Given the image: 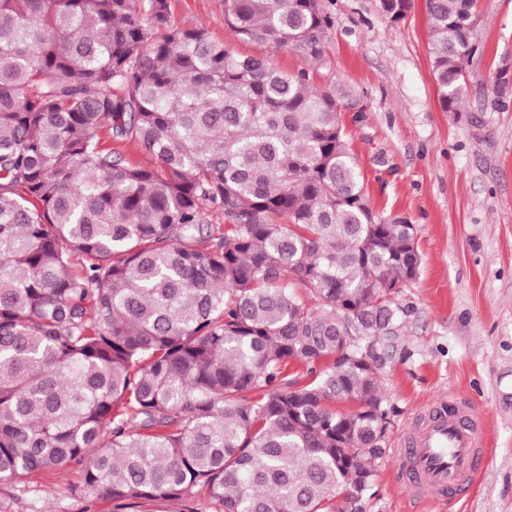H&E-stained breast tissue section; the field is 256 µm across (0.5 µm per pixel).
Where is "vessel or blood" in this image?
I'll return each instance as SVG.
<instances>
[{"mask_svg":"<svg viewBox=\"0 0 512 512\" xmlns=\"http://www.w3.org/2000/svg\"><path fill=\"white\" fill-rule=\"evenodd\" d=\"M481 426L466 405L448 399L401 438V480L415 496L437 500L465 493L481 465Z\"/></svg>","mask_w":512,"mask_h":512,"instance_id":"obj_1","label":"vessel or blood"}]
</instances>
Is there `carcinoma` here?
<instances>
[{"instance_id": "1", "label": "carcinoma", "mask_w": 512, "mask_h": 512, "mask_svg": "<svg viewBox=\"0 0 512 512\" xmlns=\"http://www.w3.org/2000/svg\"><path fill=\"white\" fill-rule=\"evenodd\" d=\"M474 10L426 0L445 112ZM169 15L0 0V481L74 463L117 512H199V487L210 512H323L338 489L353 508L387 452L378 345L414 227L371 207L347 91L273 62L321 58L319 0H224L251 55Z\"/></svg>"}]
</instances>
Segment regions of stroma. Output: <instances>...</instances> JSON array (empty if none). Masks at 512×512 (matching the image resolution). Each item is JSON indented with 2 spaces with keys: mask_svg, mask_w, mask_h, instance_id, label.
Returning <instances> with one entry per match:
<instances>
[{
  "mask_svg": "<svg viewBox=\"0 0 512 512\" xmlns=\"http://www.w3.org/2000/svg\"><path fill=\"white\" fill-rule=\"evenodd\" d=\"M332 26L320 60L279 50L284 71L307 69L315 88L345 87L340 120L366 194L377 212L415 228L419 274L402 289L401 335L386 348L378 380L397 445L448 392L483 422L481 474L465 496L413 499L386 454L361 502L363 512H512V94L495 100L499 71L512 78V0H477L483 47L468 69L460 113L440 107L428 53L425 0L390 21L380 0H321ZM206 23L241 54L257 45L224 25L221 0H171L170 24ZM0 512H114L65 465L0 482Z\"/></svg>",
  "mask_w": 512,
  "mask_h": 512,
  "instance_id": "stroma-1",
  "label": "stroma"
}]
</instances>
